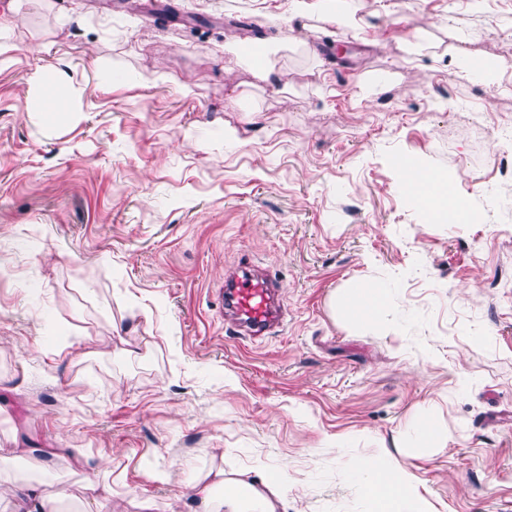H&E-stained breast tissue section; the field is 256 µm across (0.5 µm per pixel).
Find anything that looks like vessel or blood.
I'll use <instances>...</instances> for the list:
<instances>
[{
	"mask_svg": "<svg viewBox=\"0 0 512 512\" xmlns=\"http://www.w3.org/2000/svg\"><path fill=\"white\" fill-rule=\"evenodd\" d=\"M280 288L276 275L250 259H241L218 290L220 315L236 334L264 339L277 332L286 319Z\"/></svg>",
	"mask_w": 512,
	"mask_h": 512,
	"instance_id": "1",
	"label": "vessel or blood"
}]
</instances>
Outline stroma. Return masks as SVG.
<instances>
[{
    "label": "stroma",
    "mask_w": 512,
    "mask_h": 512,
    "mask_svg": "<svg viewBox=\"0 0 512 512\" xmlns=\"http://www.w3.org/2000/svg\"><path fill=\"white\" fill-rule=\"evenodd\" d=\"M291 2L0 0V486L193 512L220 465L286 472V512H371L348 464L423 423L446 437L406 461L430 512H512V68L459 59L512 65V0H359L355 31ZM228 41L288 51L263 81ZM37 74L69 104L49 126ZM403 158L468 218H434ZM245 257L288 310L260 344L215 302ZM358 283L389 289L387 323L348 319ZM461 54L464 59V68L467 69L469 75H472L476 70L479 76L488 82L497 81L502 75L503 71L506 68L505 63L503 62H494L490 66H478V61L475 60L467 51L462 50Z\"/></svg>",
    "instance_id": "stroma-1"
}]
</instances>
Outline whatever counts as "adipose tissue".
Masks as SVG:
<instances>
[{
    "instance_id": "ef3b65f1",
    "label": "adipose tissue",
    "mask_w": 512,
    "mask_h": 512,
    "mask_svg": "<svg viewBox=\"0 0 512 512\" xmlns=\"http://www.w3.org/2000/svg\"><path fill=\"white\" fill-rule=\"evenodd\" d=\"M293 5L300 16L316 14L325 22L347 28L361 24L354 0H293ZM285 49V44L272 43L255 56L236 42L224 45L231 61L252 70L261 79L269 78L275 71ZM388 295L387 289L361 284L347 294L346 303L354 318L375 322L387 309ZM361 490L372 499L378 512H427L403 459L386 458L383 470L363 483ZM286 491V476L273 479L256 470L240 471L228 477L219 468L188 484V494L199 512H279Z\"/></svg>"
}]
</instances>
